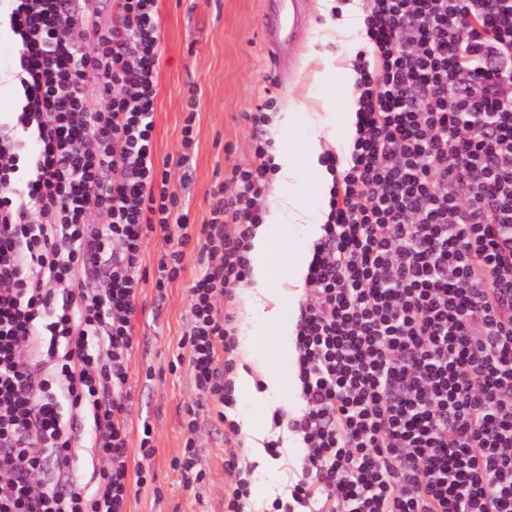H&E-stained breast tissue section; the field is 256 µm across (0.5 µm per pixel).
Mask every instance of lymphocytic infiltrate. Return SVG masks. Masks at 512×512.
I'll use <instances>...</instances> for the list:
<instances>
[{
	"mask_svg": "<svg viewBox=\"0 0 512 512\" xmlns=\"http://www.w3.org/2000/svg\"><path fill=\"white\" fill-rule=\"evenodd\" d=\"M23 103L0 123V512H126L134 319L160 237L196 246L199 398L238 433L237 326L275 172L263 145L201 229L158 170L160 0H11ZM358 133L312 246L296 348L306 454L273 512H512V0H362ZM96 87L105 102L85 95ZM102 216L93 224L90 214ZM92 472L76 475L78 449Z\"/></svg>",
	"mask_w": 512,
	"mask_h": 512,
	"instance_id": "obj_1",
	"label": "lymphocytic infiltrate"
}]
</instances>
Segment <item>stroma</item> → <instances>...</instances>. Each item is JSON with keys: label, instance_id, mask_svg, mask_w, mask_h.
Segmentation results:
<instances>
[{"label": "stroma", "instance_id": "1", "mask_svg": "<svg viewBox=\"0 0 512 512\" xmlns=\"http://www.w3.org/2000/svg\"><path fill=\"white\" fill-rule=\"evenodd\" d=\"M263 0H163L160 12L161 67L153 114L154 152L168 161L169 181L183 200L190 224L201 228L211 214L212 195L234 167L254 160L258 140L272 137L270 125H253L250 112L265 102L282 109L297 98L313 108L338 97L335 86L314 87L317 63L297 66L286 86H277L262 50ZM195 100L194 143L184 147L182 127L188 100ZM202 266L187 248L174 282L157 293L142 284L136 322L139 345L131 362L135 405L128 419L131 463H144L153 479L132 487L127 512H225L230 478L224 460L239 437L213 415L201 413L197 448L202 482L186 485L172 462L183 453V409L196 399L182 338L189 328L191 288ZM154 428L155 452L141 459L143 422Z\"/></svg>", "mask_w": 512, "mask_h": 512}]
</instances>
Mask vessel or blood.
<instances>
[{
	"label": "vessel or blood",
	"instance_id": "b4317fda",
	"mask_svg": "<svg viewBox=\"0 0 512 512\" xmlns=\"http://www.w3.org/2000/svg\"><path fill=\"white\" fill-rule=\"evenodd\" d=\"M264 47L275 66H282L296 49L307 26L308 0H263Z\"/></svg>",
	"mask_w": 512,
	"mask_h": 512
}]
</instances>
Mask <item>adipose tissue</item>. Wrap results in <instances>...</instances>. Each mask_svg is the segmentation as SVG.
<instances>
[{"instance_id": "ef3b65f1", "label": "adipose tissue", "mask_w": 512, "mask_h": 512, "mask_svg": "<svg viewBox=\"0 0 512 512\" xmlns=\"http://www.w3.org/2000/svg\"><path fill=\"white\" fill-rule=\"evenodd\" d=\"M309 56L322 63L314 73V85L339 84L337 108L321 115L293 102L272 113L271 126L278 137L269 154L277 172L264 221L253 231L250 278L237 290L240 338L235 392L269 410L279 395L300 391L297 376L284 366L297 357V308L312 260L311 244L320 236L329 212L332 176L321 158L327 147H350L358 120L353 98L357 74L350 59H336L329 51L313 50ZM281 224L295 225L299 231L285 248L278 246L275 235ZM237 423L243 453L256 464L258 481L252 498L260 501L267 493L266 476L271 469L262 445L266 423L250 415L239 417Z\"/></svg>"}]
</instances>
